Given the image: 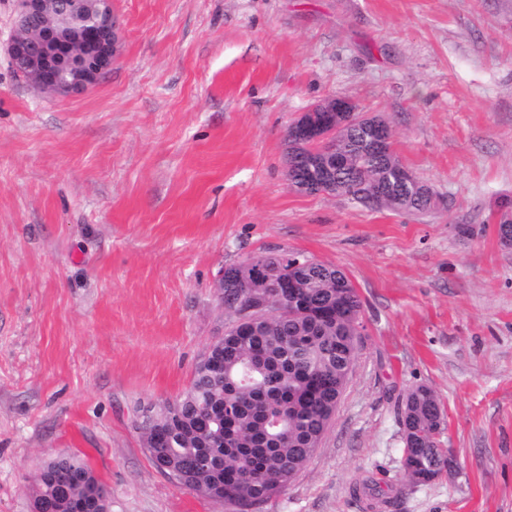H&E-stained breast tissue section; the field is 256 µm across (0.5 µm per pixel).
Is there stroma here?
Returning a JSON list of instances; mask_svg holds the SVG:
<instances>
[{
  "label": "stroma",
  "mask_w": 512,
  "mask_h": 512,
  "mask_svg": "<svg viewBox=\"0 0 512 512\" xmlns=\"http://www.w3.org/2000/svg\"><path fill=\"white\" fill-rule=\"evenodd\" d=\"M0 0V512L84 456L111 512H232L172 482L138 428L191 386L234 315L224 269L269 252L335 266L362 342L320 445L256 512H512V0H112L122 40L84 94L39 91ZM392 130L425 215L308 195L286 134L325 97ZM426 385L456 475L400 472L398 400ZM383 484V485H382ZM394 483L391 480L381 482H372V485H363V493L369 498L368 509H383L388 507L392 502V492Z\"/></svg>",
  "instance_id": "stroma-1"
}]
</instances>
